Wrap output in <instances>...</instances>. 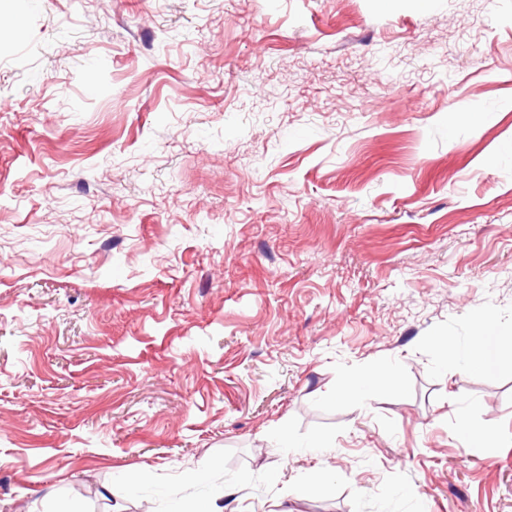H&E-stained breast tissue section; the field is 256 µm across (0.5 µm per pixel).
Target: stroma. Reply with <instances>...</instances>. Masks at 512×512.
Here are the masks:
<instances>
[{"label": "stroma", "mask_w": 512, "mask_h": 512, "mask_svg": "<svg viewBox=\"0 0 512 512\" xmlns=\"http://www.w3.org/2000/svg\"><path fill=\"white\" fill-rule=\"evenodd\" d=\"M6 7L0 512H512V0ZM503 342L511 345L512 336H485L482 331L477 333L469 355V365L484 367L493 363L500 355L499 345Z\"/></svg>", "instance_id": "obj_1"}]
</instances>
